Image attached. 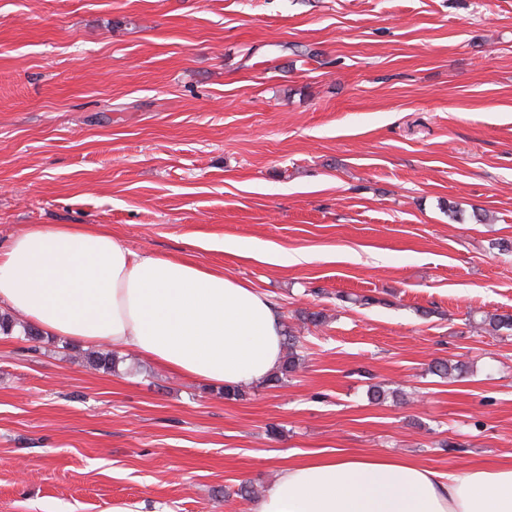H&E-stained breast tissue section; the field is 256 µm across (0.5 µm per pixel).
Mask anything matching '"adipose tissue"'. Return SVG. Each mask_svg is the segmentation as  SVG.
Wrapping results in <instances>:
<instances>
[{"label": "adipose tissue", "mask_w": 512, "mask_h": 512, "mask_svg": "<svg viewBox=\"0 0 512 512\" xmlns=\"http://www.w3.org/2000/svg\"><path fill=\"white\" fill-rule=\"evenodd\" d=\"M1 312L223 387L264 379L283 354L268 296L94 224H33L0 248ZM252 512H512V461L444 477L378 453L314 457L278 468Z\"/></svg>", "instance_id": "1"}]
</instances>
